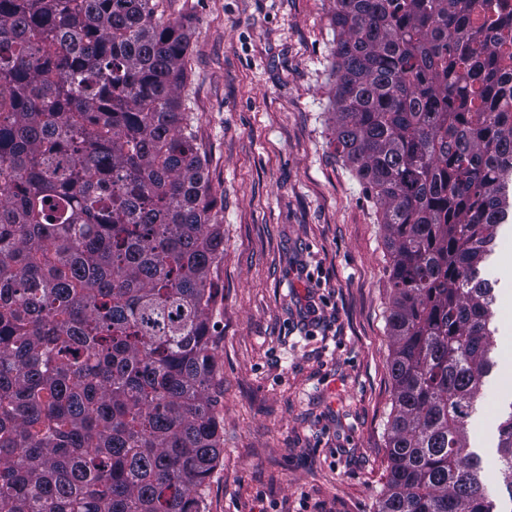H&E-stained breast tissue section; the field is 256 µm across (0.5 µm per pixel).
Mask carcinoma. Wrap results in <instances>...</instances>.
Returning a JSON list of instances; mask_svg holds the SVG:
<instances>
[{
  "label": "carcinoma",
  "mask_w": 512,
  "mask_h": 512,
  "mask_svg": "<svg viewBox=\"0 0 512 512\" xmlns=\"http://www.w3.org/2000/svg\"><path fill=\"white\" fill-rule=\"evenodd\" d=\"M332 142L388 239L377 512H493L466 442L512 187V0H334ZM156 0H0V512H205L224 225L191 30ZM494 468L512 489V412Z\"/></svg>",
  "instance_id": "cac0c4a2"
}]
</instances>
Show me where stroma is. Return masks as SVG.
<instances>
[{
  "label": "stroma",
  "mask_w": 512,
  "mask_h": 512,
  "mask_svg": "<svg viewBox=\"0 0 512 512\" xmlns=\"http://www.w3.org/2000/svg\"><path fill=\"white\" fill-rule=\"evenodd\" d=\"M333 0H159L191 26L184 100L224 226L213 309L224 453L206 512H376L389 476V255L335 156ZM495 286L512 358V270ZM512 390L493 378L469 425L492 453Z\"/></svg>",
  "instance_id": "1"
}]
</instances>
